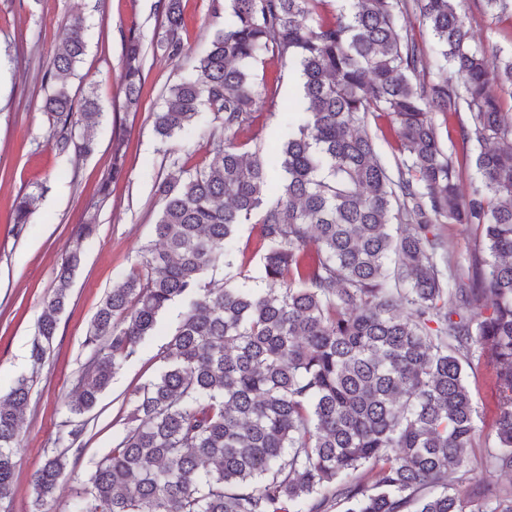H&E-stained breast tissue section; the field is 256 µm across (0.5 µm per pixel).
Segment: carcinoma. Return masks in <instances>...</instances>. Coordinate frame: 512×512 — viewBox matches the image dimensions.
Returning <instances> with one entry per match:
<instances>
[{
  "instance_id": "1",
  "label": "carcinoma",
  "mask_w": 512,
  "mask_h": 512,
  "mask_svg": "<svg viewBox=\"0 0 512 512\" xmlns=\"http://www.w3.org/2000/svg\"><path fill=\"white\" fill-rule=\"evenodd\" d=\"M512 20V0H482ZM160 49L184 54L181 0H159ZM231 20L169 89L153 126L164 141L200 127L203 168L159 185V247L112 288L88 329L89 351L67 401L96 404L158 319L184 311L161 366L72 512H512V490L466 503L475 439L465 378L473 360L494 369L500 401L492 468L512 473V57L471 44L457 0H212ZM419 15L457 79L434 72L424 41L398 24ZM81 14L61 30L44 111L61 154L89 153L101 115L93 93L75 102L69 78L84 54ZM267 57L299 73L305 118L269 161L258 117L274 82L251 67ZM141 39L124 42V107L143 91ZM460 152L435 116L460 110ZM393 140L392 158L376 140ZM123 140L99 194L126 176ZM480 177L473 183L466 169ZM41 185L17 196L13 225L31 223ZM258 224L263 289L206 275L231 265L238 226ZM439 224L470 227L482 247L459 265ZM78 246L57 270L31 348L39 365L56 334ZM31 385L0 396V500L12 495L16 443ZM33 476L40 512L80 440Z\"/></svg>"
}]
</instances>
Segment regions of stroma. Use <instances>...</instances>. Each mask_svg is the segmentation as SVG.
Segmentation results:
<instances>
[{
    "instance_id": "obj_1",
    "label": "stroma",
    "mask_w": 512,
    "mask_h": 512,
    "mask_svg": "<svg viewBox=\"0 0 512 512\" xmlns=\"http://www.w3.org/2000/svg\"><path fill=\"white\" fill-rule=\"evenodd\" d=\"M462 9L477 40L501 55H512L511 21L484 13L481 0H464ZM78 12L94 36L71 80L72 92L81 96L94 91L102 116L92 152L61 155L43 110L44 76L53 66L60 28ZM227 20V15L212 11L211 0H183L179 36L190 53L170 59L154 50L165 37L157 0H0V387L22 375L33 380L31 403L18 435L14 493L0 502V512H33L31 476L54 448L69 416L66 401L83 369L87 329L105 294L137 269L142 250L155 243L156 187L170 170V155H179L190 169L203 167L210 159V145L201 131L161 141L153 114L171 86L193 76L196 58ZM132 34L144 44L145 83L139 108L127 112L122 108L121 44ZM263 71L277 81L276 104L259 119L266 145L275 149L303 120L296 107L300 78L293 68L270 58ZM120 135L126 141V176L103 198L98 190L109 173L113 140ZM42 184L47 191L27 232L15 234V198ZM82 224L93 225L94 230L80 241L81 261L68 305L44 363L36 368L30 349L37 322L66 249ZM181 310L177 304L162 315L157 332L124 362L97 405L85 414L82 447L69 451L66 477L45 502L44 512H72L77 492L110 451L122 418L132 409L135 389L156 374L158 353ZM467 383L476 427L466 460L471 479L453 486L464 500L489 468L498 407L490 367L474 363Z\"/></svg>"
}]
</instances>
